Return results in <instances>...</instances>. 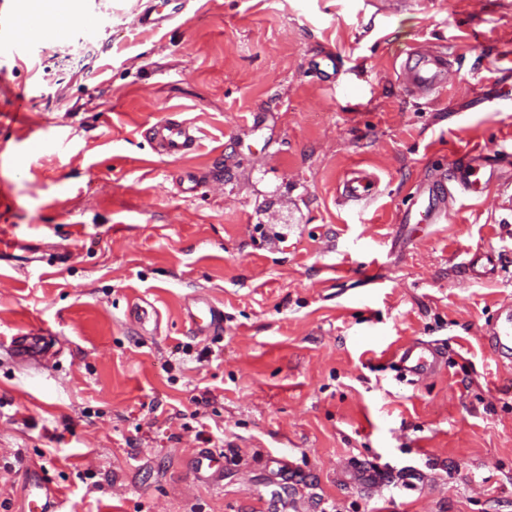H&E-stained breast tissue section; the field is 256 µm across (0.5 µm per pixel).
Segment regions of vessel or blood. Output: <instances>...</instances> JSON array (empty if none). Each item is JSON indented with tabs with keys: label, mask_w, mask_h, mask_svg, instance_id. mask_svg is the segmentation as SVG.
Returning <instances> with one entry per match:
<instances>
[{
	"label": "vessel or blood",
	"mask_w": 512,
	"mask_h": 512,
	"mask_svg": "<svg viewBox=\"0 0 512 512\" xmlns=\"http://www.w3.org/2000/svg\"><path fill=\"white\" fill-rule=\"evenodd\" d=\"M163 9L151 10L138 16L137 26L150 29L162 28L182 11V0H163ZM455 73L448 57L429 49L409 54L400 67L399 78L413 97L425 98L453 81ZM155 152L162 157L178 160L194 153L199 145V130L190 122L171 117L163 118L147 130ZM454 189H447L444 182L433 180L420 186L416 197L403 211L399 221L403 224H436L448 210L452 193L478 196L480 189H487L499 181V174L484 149L473 148L464 153L453 173ZM378 193L377 181L367 172L354 171L342 183L343 201L369 203ZM186 321L195 334L208 336L224 328L223 307L205 297L194 298L184 309ZM493 348H512V302L500 306L498 314L486 330ZM12 352L22 362L40 360L44 350L39 336H16L10 344ZM402 377L418 383L437 374L445 366L444 348L429 342L412 341L400 345L395 353ZM26 512H61L60 503L52 488L40 476H33L28 483Z\"/></svg>",
	"instance_id": "vessel-or-blood-1"
}]
</instances>
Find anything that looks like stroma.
<instances>
[{
    "label": "stroma",
    "instance_id": "1",
    "mask_svg": "<svg viewBox=\"0 0 512 512\" xmlns=\"http://www.w3.org/2000/svg\"><path fill=\"white\" fill-rule=\"evenodd\" d=\"M64 2L66 40L13 53L28 0H0V512L32 468L66 512H512V359L483 336L512 301V185L398 217L464 150L512 155L489 70L512 0H186L159 31L134 20L160 0ZM424 42L457 71L429 100L392 67ZM170 115L202 130L179 161L145 135ZM361 169L379 195L341 202ZM475 251L497 275H465ZM198 292L223 335L184 321ZM21 333L54 354L19 362ZM414 339L448 347L419 386L393 363ZM356 460L385 482L353 486ZM454 194L441 180H432L419 187L416 197L399 217L403 224H439Z\"/></svg>",
    "mask_w": 512,
    "mask_h": 512
}]
</instances>
